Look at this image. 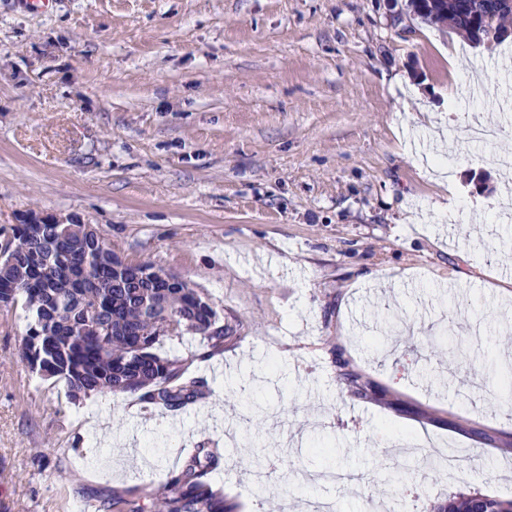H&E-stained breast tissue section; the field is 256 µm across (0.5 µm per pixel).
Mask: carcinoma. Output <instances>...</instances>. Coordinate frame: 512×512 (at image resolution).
Instances as JSON below:
<instances>
[{
	"label": "carcinoma",
	"mask_w": 512,
	"mask_h": 512,
	"mask_svg": "<svg viewBox=\"0 0 512 512\" xmlns=\"http://www.w3.org/2000/svg\"><path fill=\"white\" fill-rule=\"evenodd\" d=\"M454 0H407L406 9L421 21L468 32L467 20L454 14ZM486 30L506 26L512 14L498 13L493 0H469ZM90 235L82 225L65 229L44 225L35 232L25 224L13 228L4 248L13 263L0 266V292L8 291L5 308L23 311L26 332L20 359L41 377L66 382L71 396L91 393L138 394L162 411L189 404L203 383L186 376L184 361L155 352L165 340L199 336L219 351L233 338L234 328L219 322L217 311L203 293L170 280L150 262L148 282H119L112 270L116 251L99 241L95 255L85 256ZM224 458L214 448H197L182 471L168 482L161 498L143 497L137 504L112 495L115 512H236L234 501L212 481ZM481 500L489 512H512V500L486 495H459L439 512H471Z\"/></svg>",
	"instance_id": "1"
}]
</instances>
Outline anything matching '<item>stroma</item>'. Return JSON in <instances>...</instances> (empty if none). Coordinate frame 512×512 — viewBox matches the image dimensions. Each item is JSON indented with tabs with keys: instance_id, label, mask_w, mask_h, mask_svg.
I'll list each match as a JSON object with an SVG mask.
<instances>
[{
	"instance_id": "1",
	"label": "stroma",
	"mask_w": 512,
	"mask_h": 512,
	"mask_svg": "<svg viewBox=\"0 0 512 512\" xmlns=\"http://www.w3.org/2000/svg\"><path fill=\"white\" fill-rule=\"evenodd\" d=\"M507 96L512 40L473 46L405 0H0V245L31 212L94 225L237 330L214 356L160 345L205 383L163 413L39 379L0 307V512L157 496L202 445L239 512L512 500V410L475 390L511 364L512 254L494 250L512 234L493 161L512 155ZM474 116L495 144L471 139ZM443 330L468 357L428 348ZM346 368L376 395H352ZM414 435L455 469L388 484ZM257 449L276 464L264 487Z\"/></svg>"
}]
</instances>
